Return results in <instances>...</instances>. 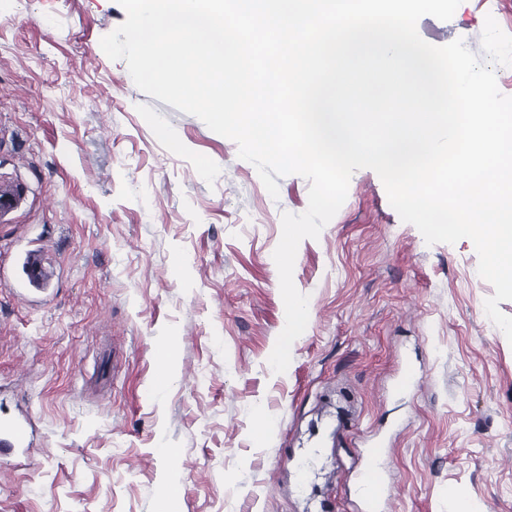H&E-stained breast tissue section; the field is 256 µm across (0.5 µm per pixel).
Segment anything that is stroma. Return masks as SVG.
<instances>
[{"label":"stroma","mask_w":512,"mask_h":512,"mask_svg":"<svg viewBox=\"0 0 512 512\" xmlns=\"http://www.w3.org/2000/svg\"><path fill=\"white\" fill-rule=\"evenodd\" d=\"M485 0L422 17L426 42L481 53ZM117 0H0V180L27 189L0 223V402L34 452L0 458V512H356L359 455L384 448L391 512H512V344L471 240L426 244L371 169L293 281L273 252L309 181L271 197L236 143L143 93L101 38ZM36 244L54 277L7 280ZM177 379L162 385L165 361Z\"/></svg>","instance_id":"obj_1"}]
</instances>
